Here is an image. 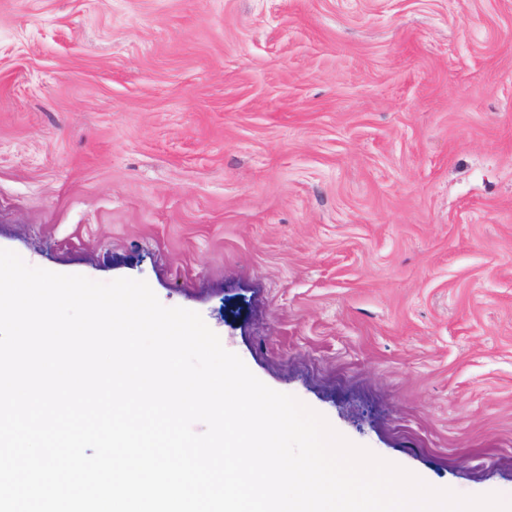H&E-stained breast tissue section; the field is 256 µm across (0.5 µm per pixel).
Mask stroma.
Wrapping results in <instances>:
<instances>
[{
    "label": "stroma",
    "mask_w": 512,
    "mask_h": 512,
    "mask_svg": "<svg viewBox=\"0 0 512 512\" xmlns=\"http://www.w3.org/2000/svg\"><path fill=\"white\" fill-rule=\"evenodd\" d=\"M0 249L510 496L512 0H0Z\"/></svg>",
    "instance_id": "obj_1"
}]
</instances>
